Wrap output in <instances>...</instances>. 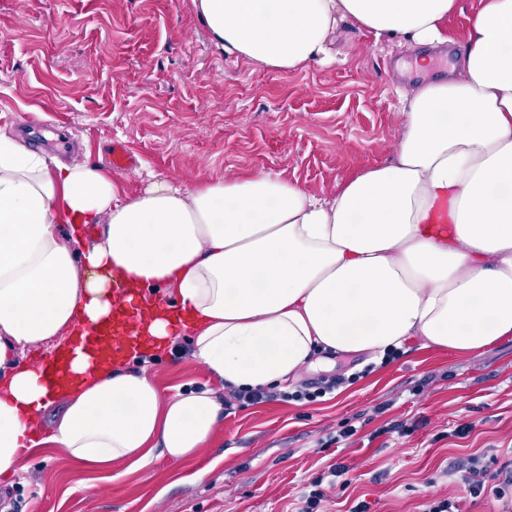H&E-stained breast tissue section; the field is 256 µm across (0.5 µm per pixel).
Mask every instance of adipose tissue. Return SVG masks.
Masks as SVG:
<instances>
[{"mask_svg":"<svg viewBox=\"0 0 512 512\" xmlns=\"http://www.w3.org/2000/svg\"><path fill=\"white\" fill-rule=\"evenodd\" d=\"M212 41L269 68L328 60L349 20L433 49L458 0H192ZM394 159L319 197L269 172L132 197L0 128V480L56 448L106 470L210 446L224 390L286 385L320 352H457L512 335V0H482L459 69L402 101ZM94 235H87L88 226ZM123 322V359L88 329ZM211 383L163 391L180 341ZM57 365L31 362L32 351Z\"/></svg>","mask_w":512,"mask_h":512,"instance_id":"ef3b65f1","label":"adipose tissue"}]
</instances>
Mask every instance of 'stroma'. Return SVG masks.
Here are the masks:
<instances>
[{
    "label": "stroma",
    "mask_w": 512,
    "mask_h": 512,
    "mask_svg": "<svg viewBox=\"0 0 512 512\" xmlns=\"http://www.w3.org/2000/svg\"><path fill=\"white\" fill-rule=\"evenodd\" d=\"M448 18V57L414 65L417 47L376 43L343 24L328 65L279 70L214 48L192 0H0V125L13 134L64 130L62 161L89 158L122 193L151 177L191 185L265 171L325 197L361 171L390 162L403 120L399 94L460 62L479 0ZM132 159L111 169L112 142ZM359 373L314 403L273 400L232 408L196 461L161 458L119 476L87 471L51 448L32 456L28 482L0 483L7 512H297L308 480L340 463L346 488L321 512H422L454 498L461 512H496L445 471L470 455L512 462V336L466 353L411 338L392 363L326 354L299 383ZM164 390L204 384L189 354L161 356ZM356 434L325 447L342 423ZM402 423L408 434L392 432ZM473 424L467 436L457 429ZM203 479H196L198 470Z\"/></svg>",
    "instance_id": "stroma-1"
}]
</instances>
